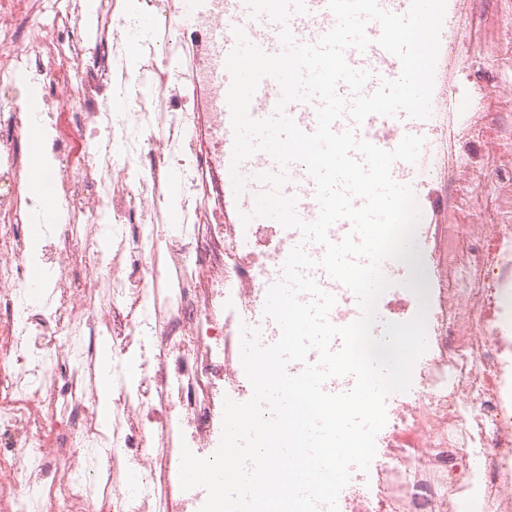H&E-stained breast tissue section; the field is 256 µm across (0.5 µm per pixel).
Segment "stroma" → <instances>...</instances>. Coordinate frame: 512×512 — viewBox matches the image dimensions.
<instances>
[{
    "mask_svg": "<svg viewBox=\"0 0 512 512\" xmlns=\"http://www.w3.org/2000/svg\"><path fill=\"white\" fill-rule=\"evenodd\" d=\"M512 0H461L448 46L447 80L457 97L483 117L479 132L456 119L447 122L448 174L432 183L435 224H506L512 214L503 199L512 177V156L497 146L512 131V97L500 94L512 83Z\"/></svg>",
    "mask_w": 512,
    "mask_h": 512,
    "instance_id": "35a3bbf8",
    "label": "stroma"
}]
</instances>
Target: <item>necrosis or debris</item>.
<instances>
[{
    "instance_id": "4bbe7bcc",
    "label": "necrosis or debris",
    "mask_w": 512,
    "mask_h": 512,
    "mask_svg": "<svg viewBox=\"0 0 512 512\" xmlns=\"http://www.w3.org/2000/svg\"><path fill=\"white\" fill-rule=\"evenodd\" d=\"M196 19L193 58L149 43L156 73L114 83L137 30L114 0H0V512H178L174 448L216 447L224 389H241L236 318H258L287 239L254 255L261 224L224 207L222 0ZM191 92L198 109L155 112ZM40 93L41 110L23 104ZM59 187L27 190L33 125ZM180 222L162 215L172 177ZM57 243L41 303L29 298L20 232L44 208ZM417 264L434 346L417 402L396 415L371 499L347 485L344 512H437L428 469L482 458L491 512H512V226L420 224ZM112 342V412L100 425L97 345ZM135 469L136 491L125 473Z\"/></svg>"
}]
</instances>
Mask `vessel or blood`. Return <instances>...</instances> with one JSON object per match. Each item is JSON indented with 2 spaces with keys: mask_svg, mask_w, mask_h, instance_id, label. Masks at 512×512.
<instances>
[{
  "mask_svg": "<svg viewBox=\"0 0 512 512\" xmlns=\"http://www.w3.org/2000/svg\"><path fill=\"white\" fill-rule=\"evenodd\" d=\"M307 14L291 15L288 25L295 38L302 43H317L320 38L335 24V17L327 7V0H305ZM225 33L223 47L232 50L236 44L233 34L234 28H242L252 43L259 46L269 54L279 53L282 49L280 41L279 24L272 22L267 17L252 18L247 0H224ZM347 63L355 68L370 70L371 79L363 88L364 94L373 93L379 86L381 79L397 78L401 71V64L397 57L383 50L379 46H370L366 51H358L350 47L345 51ZM448 51L440 49L435 71L434 88L431 98V116L427 119H413L406 114H398L394 117L372 115L366 118L361 125H354L350 118H343L336 122V130L342 131L355 128L359 138L384 150H393L408 134L430 137L433 128V116L451 112L463 111V104L444 90L443 78L447 67ZM281 96V88L276 80L263 79L250 103V110L256 118L265 119L275 112L276 104ZM286 112L305 132H314L317 126L313 105L294 102L287 106ZM433 166L432 150L430 146H423L417 164H409L403 161L394 162L391 167L393 179L401 184L410 185L413 189L419 212H426L428 196L425 192V181L420 178V172L431 169ZM277 164L266 152L259 151L245 160L239 167V173L245 180L244 195L249 198L248 203L243 204V212H251L252 198L263 192L264 184L256 181L255 176L261 172L276 170ZM289 181L283 187L286 195H298V215L306 221L313 220L316 200L314 198L315 186L307 175L303 165L294 163L288 168Z\"/></svg>",
  "mask_w": 512,
  "mask_h": 512,
  "instance_id": "vessel-or-blood-1",
  "label": "vessel or blood"
}]
</instances>
